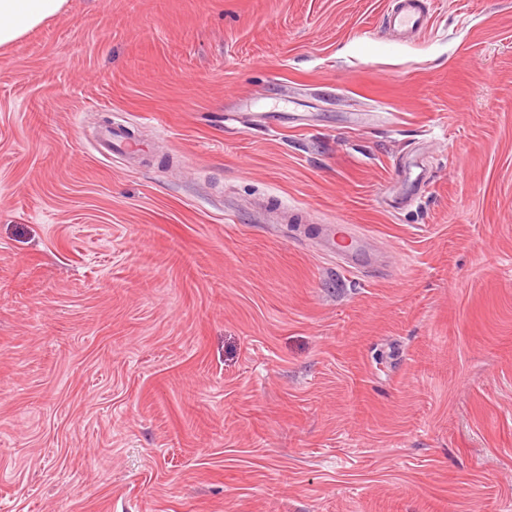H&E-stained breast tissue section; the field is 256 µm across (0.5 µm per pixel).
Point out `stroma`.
<instances>
[{"instance_id": "1", "label": "stroma", "mask_w": 512, "mask_h": 512, "mask_svg": "<svg viewBox=\"0 0 512 512\" xmlns=\"http://www.w3.org/2000/svg\"><path fill=\"white\" fill-rule=\"evenodd\" d=\"M386 6L68 0L0 47V512H512V0ZM385 19L389 27L400 34H420L432 26V3L427 0H389ZM323 227L322 249L327 254L335 255L342 268L349 271H362L371 267V262L363 254L361 237L338 224H325ZM342 238L347 239L345 244L341 242Z\"/></svg>"}]
</instances>
